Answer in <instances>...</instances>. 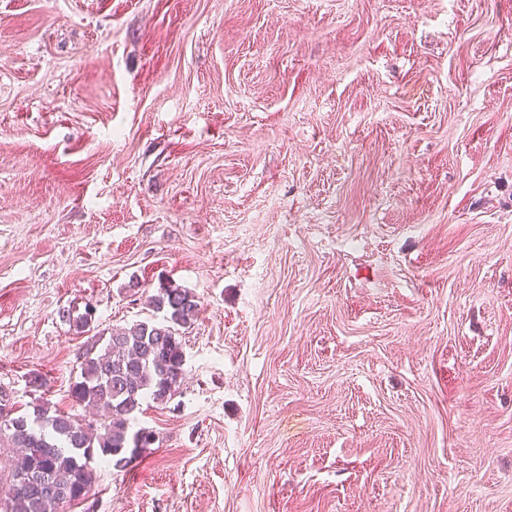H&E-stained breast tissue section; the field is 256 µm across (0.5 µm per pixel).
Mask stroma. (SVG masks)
I'll list each match as a JSON object with an SVG mask.
<instances>
[{
	"instance_id": "1",
	"label": "stroma",
	"mask_w": 512,
	"mask_h": 512,
	"mask_svg": "<svg viewBox=\"0 0 512 512\" xmlns=\"http://www.w3.org/2000/svg\"><path fill=\"white\" fill-rule=\"evenodd\" d=\"M166 281L186 376L69 512H512V0H0V385L80 413Z\"/></svg>"
}]
</instances>
